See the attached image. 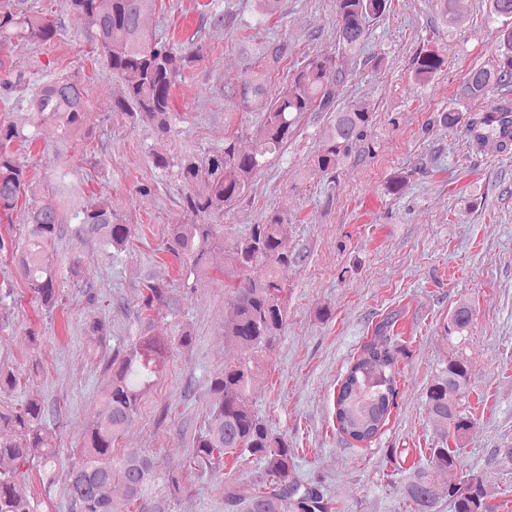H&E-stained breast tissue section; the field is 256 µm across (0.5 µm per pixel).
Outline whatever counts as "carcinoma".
Returning <instances> with one entry per match:
<instances>
[{
    "instance_id": "obj_1",
    "label": "carcinoma",
    "mask_w": 512,
    "mask_h": 512,
    "mask_svg": "<svg viewBox=\"0 0 512 512\" xmlns=\"http://www.w3.org/2000/svg\"><path fill=\"white\" fill-rule=\"evenodd\" d=\"M73 11L85 21V32L98 55L121 79L126 97L117 108L138 122L151 125L160 142L151 156L156 169L175 176L184 187L183 205L188 222L170 224L166 251L180 264L185 278L203 267L209 249L223 234L215 219L239 201L270 156L281 152L294 137L300 116L306 112L333 114L331 133L319 152L306 164L312 177L335 170L351 146L367 138L373 113L370 105L335 107V90L345 81L333 59L311 58L291 71L286 84L271 95L262 70L251 68L239 86L225 92L238 108L263 102L262 120L252 136V148L243 152L237 137L224 139V148L204 155L173 153L166 140L177 114L173 112L172 89L186 67L204 56L205 27L224 25V0H208L199 26L188 41H163L143 25V16L156 0H69ZM252 19L243 27L264 24L278 11L280 0H253ZM438 18L445 24L461 21L456 0H437ZM489 19L499 24L497 64L471 69L465 94L484 99L493 88L503 91L492 111L467 121L470 143L480 151L504 153L512 149V0H488ZM392 0H336L338 45L357 52L368 37V23L387 16ZM64 25L58 18L31 6L0 9V45L18 42L53 43ZM286 41H272L259 55L275 63L288 55ZM447 60L434 48L418 53L414 60L416 83L429 82ZM0 97L26 105L29 128L0 123V221L11 217L20 201L28 205L23 246L13 237L0 235V254L8 255L33 300L51 312L61 301L58 274L53 259L55 240L64 232L58 189H45L30 174V164L11 150V144L33 142L43 123L53 124L67 141L80 127L90 125L92 112L75 76L58 74L46 64L40 75L22 74L0 79ZM75 235L98 240L106 254L118 255L128 248L132 225L121 224L111 206L99 200L73 214ZM301 259L288 248V222L280 215L266 216L238 239L225 257L227 270L240 275L231 286L234 316L224 323V341L240 350L241 358L224 366L210 387L211 404L203 430L194 439L188 463L209 469L224 467V458L247 454L263 466L259 481H235L224 486V498L236 512H327L318 487L292 477L295 450L288 437L273 431L255 412L250 391L263 372L262 353L282 335L287 315V288L279 268ZM261 269L262 275L249 272ZM169 300L168 285L151 282L138 298L137 313L143 314ZM474 313L457 306L448 313L443 332L448 342L460 347L472 328ZM171 340L144 332L129 340L121 357L112 361V378L103 390L104 412L91 421L78 462L68 471L70 512H173L172 499L180 492L175 476L167 478L168 491L157 490L156 462L149 456L130 453L112 456V443L138 416L142 398L163 372L172 352ZM401 349L373 341L353 358L334 394L336 429L350 443L369 444L389 419L398 395ZM468 363L457 352L442 367L426 392L427 407L439 432L426 464L413 469L405 486L415 512H433L434 480L437 474L457 469L459 453L448 447L452 438L462 443L473 422L461 408L469 384ZM20 384L14 369L0 364V393ZM58 410L31 394L19 406L0 404V512H39L37 503L17 490L32 470H37L45 489L56 481L59 449L55 443ZM123 487V496L110 494L112 485ZM448 500L454 512H493L489 492L481 476L469 473L448 484Z\"/></svg>"
}]
</instances>
